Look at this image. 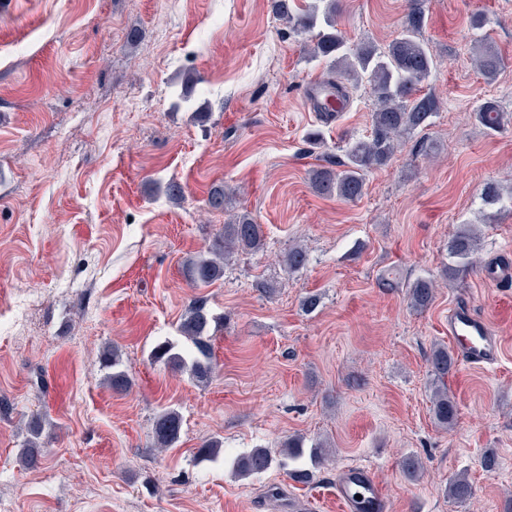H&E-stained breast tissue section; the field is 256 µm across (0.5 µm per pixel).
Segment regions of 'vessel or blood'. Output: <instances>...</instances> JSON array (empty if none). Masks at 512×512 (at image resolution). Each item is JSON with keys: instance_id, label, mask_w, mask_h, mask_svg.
<instances>
[{"instance_id": "obj_1", "label": "vessel or blood", "mask_w": 512, "mask_h": 512, "mask_svg": "<svg viewBox=\"0 0 512 512\" xmlns=\"http://www.w3.org/2000/svg\"><path fill=\"white\" fill-rule=\"evenodd\" d=\"M305 103L316 115L342 112L348 107L346 101L336 95L332 83L314 79L308 82L304 94ZM448 337L460 360L471 368H482L498 358L501 344L494 335L489 322L475 314L470 303L457 302L448 310ZM364 491L365 500H358L357 491ZM386 492L370 475L367 469L346 470L336 484L337 512H363L366 504L381 508Z\"/></svg>"}]
</instances>
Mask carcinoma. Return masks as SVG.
<instances>
[{
	"label": "carcinoma",
	"instance_id": "1",
	"mask_svg": "<svg viewBox=\"0 0 512 512\" xmlns=\"http://www.w3.org/2000/svg\"><path fill=\"white\" fill-rule=\"evenodd\" d=\"M276 15L288 23L299 36L311 35L305 45L309 59L329 60L336 81L353 86L365 83L373 101L370 132L346 144L344 160L336 167L314 168L309 173L310 183L320 194L336 196L346 201L359 199L365 188L366 175L384 165L417 131L431 125V119L439 112V100L430 92L423 91L435 68L429 49L416 35L420 24L417 12H411L409 27L386 47L370 43L356 47L347 44L336 28L337 0H314L303 13L293 9L291 0H271ZM474 61L479 73L492 81L503 66L498 51L488 42L475 49ZM472 114L487 130L496 133L504 127L508 114L501 105L488 99L477 103ZM228 204L224 186L212 189L207 205L211 212L222 213ZM264 233L247 214H240L225 224L212 245L204 252L187 259L183 264L184 277L191 288H208L224 279V266L237 251L257 252L263 249ZM480 234L477 225L461 224L448 241V266L444 275L448 281L457 280L476 264L480 250ZM307 261V253L300 246L288 249L285 263L288 271L301 269ZM410 306L415 310L429 308L436 296L434 280L419 278L407 285ZM216 321L200 298L192 300L181 318L177 332L181 341L164 340L151 351L152 359L173 371L186 372L196 383H208L215 370L211 323ZM103 367L110 369L106 381L114 391L124 390L129 379L119 369L117 350L106 349L100 355ZM457 360L445 346H436L429 356L434 419L443 427H452L457 419L456 403L448 393V376L456 369ZM182 416L174 409L162 411L153 422L152 434L157 448H170L179 439ZM42 425L37 418L29 425V436L21 449L19 461L32 469L42 461ZM318 464L323 459L320 445L303 448L299 438H290L284 445L285 459L277 461L265 448H254L237 458L239 474L250 476L272 468L273 464L284 468L288 461H297L304 454ZM449 499L464 503L474 494L473 483L460 474L448 483Z\"/></svg>",
	"mask_w": 512,
	"mask_h": 512
}]
</instances>
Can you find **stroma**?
Masks as SVG:
<instances>
[{"mask_svg":"<svg viewBox=\"0 0 512 512\" xmlns=\"http://www.w3.org/2000/svg\"><path fill=\"white\" fill-rule=\"evenodd\" d=\"M419 9V36L437 66L426 85L440 110L366 177L361 198L315 192L309 171L342 158L370 129L366 87L326 124L305 110L326 61L269 0H11L0 8V308L24 288L44 291L20 320L0 319V507L6 512H336L324 498L351 466L372 470L386 512H504L512 496V283L483 278L512 247V122L489 132L473 105L512 114V0H340L348 44L385 47ZM487 24L473 30L471 17ZM489 34L505 60L494 81L474 67ZM202 81L192 91L184 72ZM320 136L319 145L306 139ZM184 188L169 199V181ZM497 185L500 202L482 200ZM231 189L226 214L208 211L213 186ZM261 224L265 248L233 257L224 278L190 288L184 261L206 251L226 215ZM479 225V262L442 276L457 225ZM302 245L306 265L283 258ZM390 276L392 287L379 285ZM437 277L425 311L406 285ZM274 284L273 294L258 282ZM316 293V311L301 303ZM217 322L208 385L150 358L177 336L195 297ZM462 299L499 336L489 369L457 364L448 378L452 429L432 416L428 357L448 342V309ZM117 347L130 388L103 382L100 354ZM183 419L176 445L157 449L163 410ZM45 457L22 466L32 417ZM324 442L314 479L286 471L240 476L237 457L279 451L291 436ZM223 443L212 460L208 440ZM494 450L498 467L480 466ZM418 456L407 478L399 461ZM468 473L475 496L445 489ZM278 495H270V488Z\"/></svg>","mask_w":512,"mask_h":512,"instance_id":"stroma-1","label":"stroma"}]
</instances>
